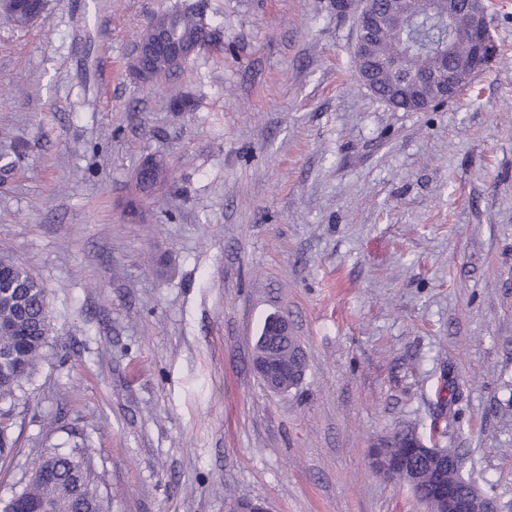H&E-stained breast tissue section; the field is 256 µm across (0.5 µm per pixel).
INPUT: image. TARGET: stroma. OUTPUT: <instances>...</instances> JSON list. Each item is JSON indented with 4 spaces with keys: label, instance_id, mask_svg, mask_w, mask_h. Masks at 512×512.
<instances>
[{
    "label": "stroma",
    "instance_id": "35a3bbf8",
    "mask_svg": "<svg viewBox=\"0 0 512 512\" xmlns=\"http://www.w3.org/2000/svg\"><path fill=\"white\" fill-rule=\"evenodd\" d=\"M192 3L217 46L140 83L137 35ZM489 20L499 56L402 112L359 81L336 0L0 17V256L51 326L0 501L85 444L109 512H427L371 465L404 430L512 512V0ZM150 158L166 179L146 196ZM273 313L307 357L285 394L251 364Z\"/></svg>",
    "mask_w": 512,
    "mask_h": 512
}]
</instances>
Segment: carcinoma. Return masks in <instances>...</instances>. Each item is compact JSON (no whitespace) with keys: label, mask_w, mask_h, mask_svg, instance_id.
Instances as JSON below:
<instances>
[{"label":"carcinoma","mask_w":512,"mask_h":512,"mask_svg":"<svg viewBox=\"0 0 512 512\" xmlns=\"http://www.w3.org/2000/svg\"><path fill=\"white\" fill-rule=\"evenodd\" d=\"M434 6L435 13L427 14L420 0L412 25L382 34L375 45L378 55L388 58L408 50L412 54L410 69L428 72L441 61L440 44L450 41L453 55L448 58V67L472 59L478 39L468 13L461 8L451 23L444 25L437 17L448 15V0H435ZM154 21L193 54L211 43L212 34L203 31L196 14L189 9L165 11ZM146 36L142 32L137 37L141 45L138 65L149 73L150 80L156 81L172 67L150 52L145 45ZM396 83L392 74L380 71L373 77L370 92L395 110L415 111V94L397 92ZM1 268L12 270L14 280L12 287H0V403L13 404L42 357L50 322L42 285L27 269L4 257H0ZM412 438L409 432L396 433L384 442L379 453L393 460L402 458L426 473L433 461L408 451ZM104 485V473L95 470L89 449L76 447L67 453L50 450L34 463L22 491L14 494L0 512H107L102 496Z\"/></svg>","instance_id":"cac0c4a2"}]
</instances>
